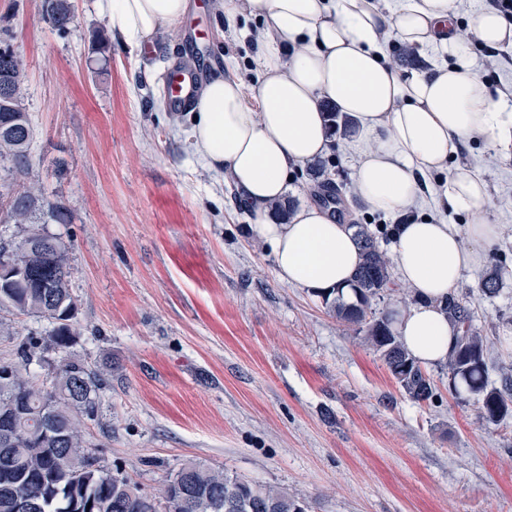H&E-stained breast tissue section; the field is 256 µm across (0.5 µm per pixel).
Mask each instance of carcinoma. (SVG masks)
<instances>
[{
	"mask_svg": "<svg viewBox=\"0 0 512 512\" xmlns=\"http://www.w3.org/2000/svg\"><path fill=\"white\" fill-rule=\"evenodd\" d=\"M45 18L65 32L73 23L70 0H44ZM23 61L11 47H0V161L12 163L14 181L0 185L8 199L7 218L23 232L13 261L23 272L0 277V309L12 308L47 318L53 324L51 341L63 352L51 388L35 386L25 364L33 347L21 349L22 364L0 363V415L12 403L22 412L4 420V447L10 458H0V512H229L225 500L236 491L253 508L244 512H299V501L288 492L230 476L224 470L190 461L168 480L162 502L142 494L127 477L101 465L96 451L86 445L81 419L94 415L102 380L89 365L66 355L74 340L77 303L70 288L66 246L57 236L36 225L42 214L59 224L67 215L44 198L40 186L25 181L34 128L24 107ZM360 262L347 290L322 294L323 302L340 321L355 325L381 351L393 377L416 402L431 401L437 388L392 327L394 311L368 318L372 302L389 290L390 262L366 225H356ZM448 318L458 336L448 354V378L459 399H473L480 417L497 426L512 417V375L490 377L485 338L472 327L470 311L455 296L445 301Z\"/></svg>",
	"mask_w": 512,
	"mask_h": 512,
	"instance_id": "carcinoma-1",
	"label": "carcinoma"
}]
</instances>
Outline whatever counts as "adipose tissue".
I'll return each instance as SVG.
<instances>
[{"instance_id": "adipose-tissue-1", "label": "adipose tissue", "mask_w": 512, "mask_h": 512, "mask_svg": "<svg viewBox=\"0 0 512 512\" xmlns=\"http://www.w3.org/2000/svg\"><path fill=\"white\" fill-rule=\"evenodd\" d=\"M189 8V0H107L108 27L136 45L178 25ZM222 9L230 27L246 14L262 20L252 55L261 77L250 91L234 73L203 87L189 129L202 163L252 203V230L270 246L281 281L347 288L359 262L352 229L309 203L285 222L269 211L293 171L329 152L322 105L334 103L352 120L347 146L358 156L354 187L364 206L400 215L429 197L469 218L400 225L392 244L398 278L415 297L393 330L423 364L446 362L457 330L443 304L499 238L488 184L463 149L479 137L512 150V107L473 73L469 45L455 32L458 0H223ZM468 25L485 46L512 47V19L499 11H475ZM395 41L441 46L448 59L397 68Z\"/></svg>"}]
</instances>
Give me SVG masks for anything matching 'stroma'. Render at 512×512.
Returning <instances> with one entry per match:
<instances>
[{"label": "stroma", "instance_id": "stroma-1", "mask_svg": "<svg viewBox=\"0 0 512 512\" xmlns=\"http://www.w3.org/2000/svg\"><path fill=\"white\" fill-rule=\"evenodd\" d=\"M76 20L52 29L43 0H0V41L25 63L26 110L35 129L28 179L64 207L49 232L69 247L78 299L73 358L100 371L103 393L84 438L107 467L149 496L189 460L276 486L311 512H512V418L493 426L448 390L411 399L379 352L336 320L313 290L280 281L271 250L251 231L236 188L204 168L187 138L189 115L169 111L163 80L186 36L221 57L246 87L258 72L246 32L225 27L214 0H192L177 27L156 33L151 53L111 37L101 0H71ZM475 72L512 92V49L470 38ZM465 152L484 174L502 231L455 295L489 345L491 377L512 373V160L483 140ZM335 218L364 224L390 251L398 220L356 200V157L343 136L326 156ZM502 273L503 289L481 280ZM50 323L0 311V362L39 341L30 365L45 383L58 359Z\"/></svg>", "mask_w": 512, "mask_h": 512}]
</instances>
